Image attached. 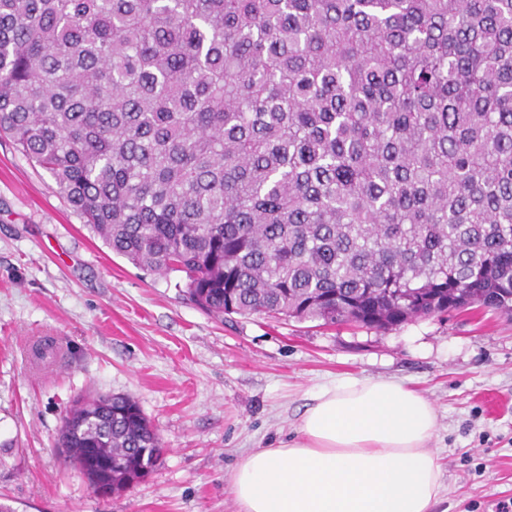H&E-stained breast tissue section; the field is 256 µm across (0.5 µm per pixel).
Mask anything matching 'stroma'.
<instances>
[{"instance_id":"stroma-1","label":"stroma","mask_w":512,"mask_h":512,"mask_svg":"<svg viewBox=\"0 0 512 512\" xmlns=\"http://www.w3.org/2000/svg\"><path fill=\"white\" fill-rule=\"evenodd\" d=\"M185 283L113 254L0 137V495L18 512H237L228 477L243 455L293 438L313 393L347 375L434 403L441 512L512 498V318L218 320ZM44 340L66 352L49 370L34 356ZM112 394L134 397L167 453L143 482L99 495L54 444L75 400Z\"/></svg>"}]
</instances>
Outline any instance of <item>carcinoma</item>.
<instances>
[{
    "instance_id": "obj_1",
    "label": "carcinoma",
    "mask_w": 512,
    "mask_h": 512,
    "mask_svg": "<svg viewBox=\"0 0 512 512\" xmlns=\"http://www.w3.org/2000/svg\"><path fill=\"white\" fill-rule=\"evenodd\" d=\"M0 132L217 319L512 317V0H0ZM55 447L113 493L165 453L124 394Z\"/></svg>"
}]
</instances>
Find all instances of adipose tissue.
<instances>
[{"label":"adipose tissue","mask_w":512,"mask_h":512,"mask_svg":"<svg viewBox=\"0 0 512 512\" xmlns=\"http://www.w3.org/2000/svg\"><path fill=\"white\" fill-rule=\"evenodd\" d=\"M437 427L421 392L345 376L312 395L292 440L246 453L229 489L238 512H434Z\"/></svg>","instance_id":"1"}]
</instances>
